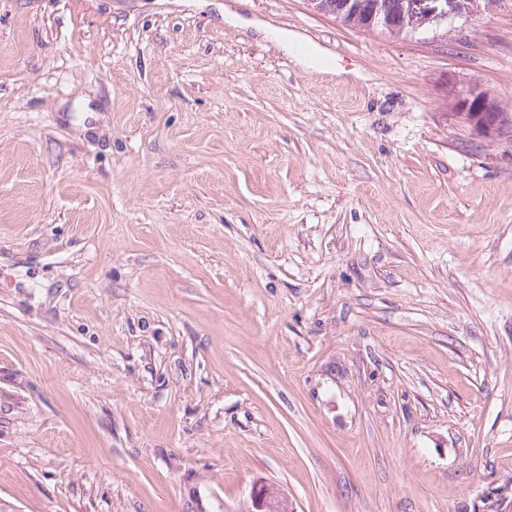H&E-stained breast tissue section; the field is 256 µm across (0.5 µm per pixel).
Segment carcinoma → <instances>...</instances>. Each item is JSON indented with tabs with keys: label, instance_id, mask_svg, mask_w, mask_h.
I'll return each mask as SVG.
<instances>
[{
	"label": "carcinoma",
	"instance_id": "cac0c4a2",
	"mask_svg": "<svg viewBox=\"0 0 512 512\" xmlns=\"http://www.w3.org/2000/svg\"><path fill=\"white\" fill-rule=\"evenodd\" d=\"M313 9L365 30L411 37L448 24L430 8L431 0H308Z\"/></svg>",
	"mask_w": 512,
	"mask_h": 512
}]
</instances>
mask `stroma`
Returning a JSON list of instances; mask_svg holds the SVG:
<instances>
[{
	"label": "stroma",
	"mask_w": 512,
	"mask_h": 512,
	"mask_svg": "<svg viewBox=\"0 0 512 512\" xmlns=\"http://www.w3.org/2000/svg\"><path fill=\"white\" fill-rule=\"evenodd\" d=\"M476 94L512 113V0L412 39L0 0V512L512 500V137ZM278 41L299 65L310 66L318 62L320 51L316 48L303 47L299 38L295 36L289 37L287 34H283L279 37ZM489 108L498 112L497 108L492 104L488 103ZM484 103H476L472 106V101H468L466 103V110L469 113L472 121L480 127H492L495 126L498 120V115L495 112H492ZM501 115L500 122L497 126L493 127L491 132L493 133H502V131L507 128L505 126V116L504 112H498ZM243 512H297L293 502L281 489L266 481H255Z\"/></svg>",
	"instance_id": "1"
}]
</instances>
